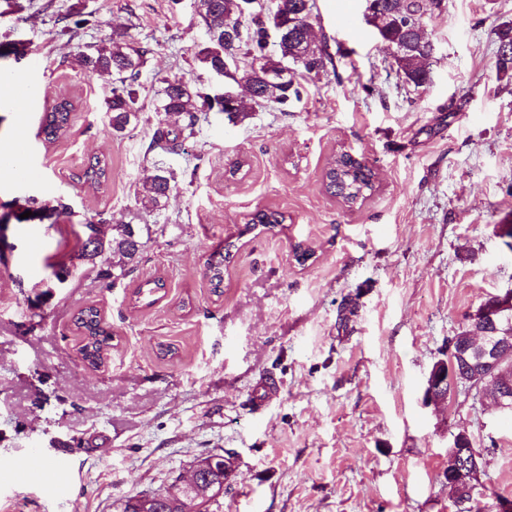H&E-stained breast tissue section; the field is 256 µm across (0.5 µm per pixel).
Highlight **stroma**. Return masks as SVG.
I'll return each mask as SVG.
<instances>
[{
  "label": "stroma",
  "instance_id": "1",
  "mask_svg": "<svg viewBox=\"0 0 512 512\" xmlns=\"http://www.w3.org/2000/svg\"><path fill=\"white\" fill-rule=\"evenodd\" d=\"M0 0V41H22L5 66L24 95L0 98V154L29 142L36 172L0 168V206L30 195L65 197L53 224H8L0 251V512H117L120 501L167 487L193 461L230 453L224 512H448L445 471L453 434L481 454L489 492L512 501V414L465 394L435 404L427 377L450 338L491 296L512 288V82L497 78L495 31L512 0H426L430 79L407 84L365 18V0H314L311 23L331 64L298 71L307 87L287 112L245 119L200 116L181 153L149 151L160 79L205 77V40L192 0ZM90 27L72 39L57 16ZM121 33L150 47L137 123L114 133L105 114L112 77L77 61L79 47ZM46 101H76L55 143L37 135ZM348 151L375 172L355 210L325 191L330 159ZM111 176L95 193L74 180L91 156ZM178 188L160 214L139 199L153 165ZM278 210L275 232H245L251 215ZM105 236L141 225L132 272L106 288L111 260H77L85 219ZM240 247L224 266L222 295L207 260L225 240ZM314 250L297 263L296 246ZM43 318L29 305L52 271ZM160 278L150 306L133 291ZM97 306L110 326L104 365L86 368L72 316ZM277 397L258 402L262 383ZM37 450L66 461L62 483H20L7 462Z\"/></svg>",
  "mask_w": 512,
  "mask_h": 512
}]
</instances>
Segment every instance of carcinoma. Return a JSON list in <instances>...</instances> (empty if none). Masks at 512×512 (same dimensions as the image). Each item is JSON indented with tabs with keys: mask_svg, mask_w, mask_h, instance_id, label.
I'll list each match as a JSON object with an SVG mask.
<instances>
[{
	"mask_svg": "<svg viewBox=\"0 0 512 512\" xmlns=\"http://www.w3.org/2000/svg\"><path fill=\"white\" fill-rule=\"evenodd\" d=\"M251 2L194 0L195 14L206 34V41L196 53L200 65L211 73L224 69L227 62L246 61L243 68L235 69V73L249 85V99L240 98L231 106V112L242 118L254 107L268 104H276L284 112L290 101L300 98V84L291 74L288 63L301 66L309 74H317L332 61L327 44L312 43L307 39L311 14L304 13L306 0H276L280 31L273 44L270 43V18L257 11ZM422 2L378 0L382 13L388 18L379 37L394 46H410L406 54L393 58V63L405 82L416 87L424 85L430 74L428 63L423 60L420 50L428 43ZM496 38L497 44L509 47V54H497L498 78L512 79V23L501 24L496 30ZM150 53L151 49L136 46L124 37L109 36L79 55V62L85 69L116 76L111 95L105 100V112L109 114L110 125L116 133L124 132L138 120L142 111L141 76ZM214 109L226 111L224 98L201 93L190 79L162 80V86L156 93V124L148 151H174L183 146L196 133L199 113ZM72 112L73 104L67 98H60L44 107L40 133L45 141L52 143L67 131ZM76 179L98 192L109 181L108 163L100 159L89 161L76 174ZM147 182L149 188L141 200L142 208L148 213L159 211L165 207L177 187L176 177L172 171L156 167L147 177ZM325 185L331 196L352 210L360 207L374 190L375 173L367 164L341 152L329 163ZM26 211L31 212V216L20 218ZM69 211L71 207L61 197L53 201L29 197L4 214L3 220L7 222L13 219L18 224H43ZM285 221V214L278 210H259L246 225V231L259 226L272 231ZM96 225L97 222L93 220L81 225V247L77 259L94 264L109 253L118 255L120 260L105 275L114 281L125 278L130 273L126 261L134 259L141 247L138 231L131 224H121L118 235L107 240ZM234 247L232 242L225 243L224 248L213 252L207 262L213 293L218 296L222 294L224 263L233 257ZM162 288L161 281L147 280L136 289V301L152 305L155 303L153 296ZM73 322L84 336V344L79 349L81 359L89 368H99L104 355L112 348L110 326L94 306L78 310ZM469 331H483L487 342L512 350V322L505 321L499 314L491 317L486 314L469 316L468 323L459 332L457 344L465 343V335ZM191 478L201 482V493L192 503H183L166 488L124 498L119 512H210V507L219 503V498L224 496V484L230 482L224 470V456L207 454L196 458L192 464Z\"/></svg>",
	"mask_w": 512,
	"mask_h": 512,
	"instance_id": "obj_1",
	"label": "carcinoma"
}]
</instances>
